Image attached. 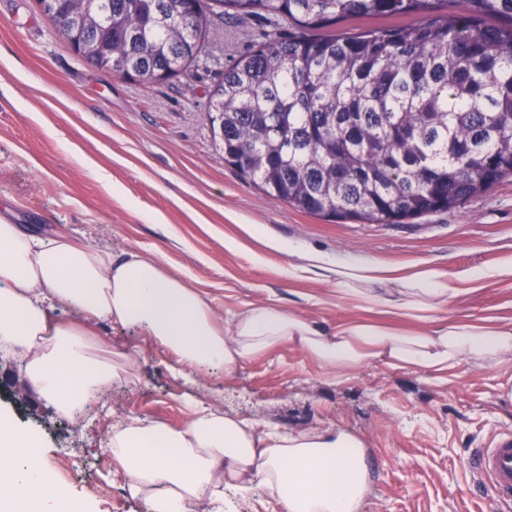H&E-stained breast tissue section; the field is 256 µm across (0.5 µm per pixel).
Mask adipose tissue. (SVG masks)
Wrapping results in <instances>:
<instances>
[{
  "instance_id": "1",
  "label": "adipose tissue",
  "mask_w": 512,
  "mask_h": 512,
  "mask_svg": "<svg viewBox=\"0 0 512 512\" xmlns=\"http://www.w3.org/2000/svg\"><path fill=\"white\" fill-rule=\"evenodd\" d=\"M305 259L323 266L340 298L408 314L439 310L480 281L512 277V265L395 275L374 263L340 265L310 253ZM387 285L397 299L376 294ZM58 304L71 318L53 315ZM102 322L143 332L173 354L180 370L196 373L230 371L285 344L339 372L380 362L430 374L463 360L479 367L512 361L511 325L451 322L429 331L352 321L329 335L273 303L226 319L151 251L115 255L0 218V351L20 356L25 379L59 414L82 412L90 399L134 376L133 354L103 348L96 330ZM35 446L26 431L0 418V512H59L72 501L70 487L48 477ZM107 448L127 493L148 501L152 512H186L201 498L223 512L228 488L273 491L285 512H363L368 490L357 438L334 429L260 435L251 423L203 405L182 427L120 421Z\"/></svg>"
}]
</instances>
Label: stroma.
<instances>
[{"mask_svg": "<svg viewBox=\"0 0 512 512\" xmlns=\"http://www.w3.org/2000/svg\"><path fill=\"white\" fill-rule=\"evenodd\" d=\"M228 17L192 71L141 84L87 64L58 37L35 0H0V209L37 231L113 253H156L210 298L218 313L272 302L332 331L353 319L429 330L448 321L512 324V278L449 299L427 319L341 299L321 270L281 251L300 244L342 264L375 262L414 272L512 263V175L458 207L403 224L331 223L270 198L224 161L208 119L226 67L265 30ZM162 222L143 219V211ZM296 265L293 276L283 275ZM106 348L138 349L134 379L58 416L12 360H0V414L40 443L47 472L85 512H151L115 497L125 484L106 448L116 420L184 425L202 403L256 421L259 432L344 430L370 469L365 512H494L471 481L469 449L512 431V362L460 363L434 375L369 365L323 368L281 346L235 371L181 375L173 355L131 328L99 324Z\"/></svg>", "mask_w": 512, "mask_h": 512, "instance_id": "1", "label": "stroma"}]
</instances>
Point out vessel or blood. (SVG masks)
<instances>
[{
  "instance_id": "1",
  "label": "vessel or blood",
  "mask_w": 512,
  "mask_h": 512,
  "mask_svg": "<svg viewBox=\"0 0 512 512\" xmlns=\"http://www.w3.org/2000/svg\"><path fill=\"white\" fill-rule=\"evenodd\" d=\"M465 465L476 486L491 492L497 512H512V432L499 434L489 447L471 449Z\"/></svg>"
}]
</instances>
